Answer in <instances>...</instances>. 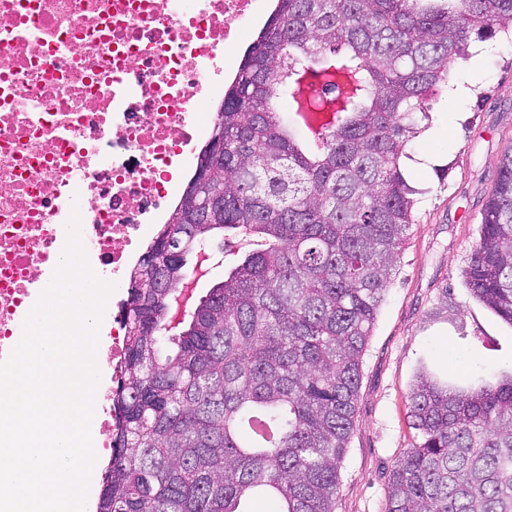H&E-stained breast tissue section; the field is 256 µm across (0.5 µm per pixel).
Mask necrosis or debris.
<instances>
[{
  "label": "necrosis or debris",
  "instance_id": "4bbe7bcc",
  "mask_svg": "<svg viewBox=\"0 0 512 512\" xmlns=\"http://www.w3.org/2000/svg\"><path fill=\"white\" fill-rule=\"evenodd\" d=\"M262 0H0V361L80 214L124 287L224 99L225 48Z\"/></svg>",
  "mask_w": 512,
  "mask_h": 512
}]
</instances>
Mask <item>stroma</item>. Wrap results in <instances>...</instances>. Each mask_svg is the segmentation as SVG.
<instances>
[{"instance_id": "35a3bbf8", "label": "stroma", "mask_w": 512, "mask_h": 512, "mask_svg": "<svg viewBox=\"0 0 512 512\" xmlns=\"http://www.w3.org/2000/svg\"><path fill=\"white\" fill-rule=\"evenodd\" d=\"M471 75L472 93L458 97ZM511 141L512 36L496 32L452 64L447 88L430 100L429 118L401 160L419 190L415 224L362 355L336 512H386L388 474L417 436L408 407L420 369L459 388L512 372V325L474 298L462 277L493 171Z\"/></svg>"}]
</instances>
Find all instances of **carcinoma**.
<instances>
[{
  "label": "carcinoma",
  "mask_w": 512,
  "mask_h": 512,
  "mask_svg": "<svg viewBox=\"0 0 512 512\" xmlns=\"http://www.w3.org/2000/svg\"><path fill=\"white\" fill-rule=\"evenodd\" d=\"M512 33V0H276L224 91L206 183L193 176L130 281L119 415L96 512H335L361 357L415 224L400 167L472 39ZM224 195V210L194 206ZM250 235L177 334L187 258ZM512 325V144L462 271ZM417 440L386 512H512V374L456 390L422 370Z\"/></svg>",
  "instance_id": "1"
}]
</instances>
